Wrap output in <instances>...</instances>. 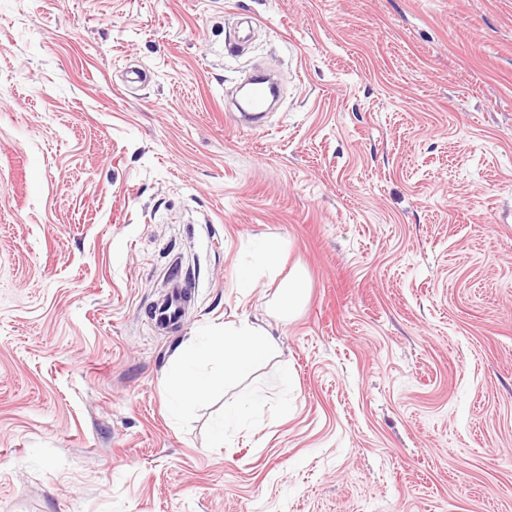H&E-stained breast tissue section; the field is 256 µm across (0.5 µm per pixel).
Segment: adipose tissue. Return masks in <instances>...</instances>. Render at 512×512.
I'll use <instances>...</instances> for the list:
<instances>
[{
	"mask_svg": "<svg viewBox=\"0 0 512 512\" xmlns=\"http://www.w3.org/2000/svg\"><path fill=\"white\" fill-rule=\"evenodd\" d=\"M273 352L274 346L264 330L245 320L225 330L224 334L206 337L185 349L172 375L175 391L173 410L183 415L192 413L199 400L209 391L211 379L196 370L200 358L220 359L224 365V379L230 382L250 365L268 359Z\"/></svg>",
	"mask_w": 512,
	"mask_h": 512,
	"instance_id": "adipose-tissue-1",
	"label": "adipose tissue"
}]
</instances>
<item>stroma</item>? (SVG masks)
I'll return each mask as SVG.
<instances>
[{
  "mask_svg": "<svg viewBox=\"0 0 512 512\" xmlns=\"http://www.w3.org/2000/svg\"><path fill=\"white\" fill-rule=\"evenodd\" d=\"M0 512H512V0H0ZM271 90L272 86L265 83V81L259 80L255 82L251 94L252 112L239 111L236 113L234 111H227L230 113H226V120L237 128H251L250 124L254 122L251 117L259 114L256 111L264 107L271 94ZM189 286L174 274L167 286L165 297L155 304L151 319L161 330H174L183 321L184 310L191 292ZM307 293L306 282L301 277H295L281 289V302L284 308H288V314L295 310L304 300ZM267 336L261 327L243 320L232 329L224 328V335L208 336L182 351L172 375L175 391L173 410L183 415L192 413L199 400L209 391L212 380L196 370V363L201 357L222 361L225 385L250 365L272 356L274 346ZM263 398L257 392H251L242 395L239 400L229 408V410L224 415V421L218 426L217 433L219 435L224 434V429L228 428L230 425L237 422V418L240 414V409L244 406L249 408L255 407L261 404Z\"/></svg>",
  "mask_w": 512,
  "mask_h": 512,
  "instance_id": "obj_1",
  "label": "stroma"
}]
</instances>
